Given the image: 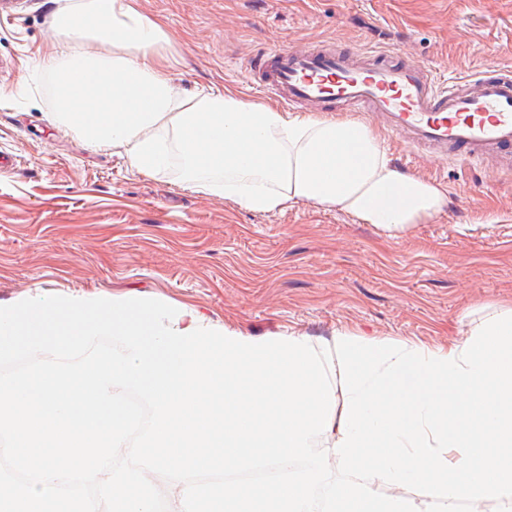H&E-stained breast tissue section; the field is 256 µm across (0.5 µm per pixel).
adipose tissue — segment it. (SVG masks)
I'll list each match as a JSON object with an SVG mask.
<instances>
[{"label":"adipose tissue","instance_id":"1","mask_svg":"<svg viewBox=\"0 0 512 512\" xmlns=\"http://www.w3.org/2000/svg\"><path fill=\"white\" fill-rule=\"evenodd\" d=\"M57 50L43 60L53 123L150 173L177 149L190 187L254 212L311 201L388 237L438 214L448 195L400 171L380 136L349 117L301 116L217 88L183 94L164 25L134 0H51Z\"/></svg>","mask_w":512,"mask_h":512}]
</instances>
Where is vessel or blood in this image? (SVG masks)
Segmentation results:
<instances>
[{
  "label": "vessel or blood",
  "instance_id": "b4317fda",
  "mask_svg": "<svg viewBox=\"0 0 512 512\" xmlns=\"http://www.w3.org/2000/svg\"><path fill=\"white\" fill-rule=\"evenodd\" d=\"M249 76L287 107L362 110L412 147L442 158L478 162L512 153V71L505 68L443 84L398 51L321 42L259 54Z\"/></svg>",
  "mask_w": 512,
  "mask_h": 512
}]
</instances>
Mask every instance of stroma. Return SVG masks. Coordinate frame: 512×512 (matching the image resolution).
<instances>
[{"label":"stroma","mask_w":512,"mask_h":512,"mask_svg":"<svg viewBox=\"0 0 512 512\" xmlns=\"http://www.w3.org/2000/svg\"><path fill=\"white\" fill-rule=\"evenodd\" d=\"M164 22L185 92L262 102L257 53L331 39L395 49L440 80L512 68V0H136ZM49 0L0 19V302L107 291L162 301L250 336L339 332L441 344L462 314L512 303V169L439 160L385 136L403 171L448 190L443 212L390 238L311 202L256 213L189 188L170 154L143 174L54 126L43 58Z\"/></svg>","instance_id":"obj_1"}]
</instances>
